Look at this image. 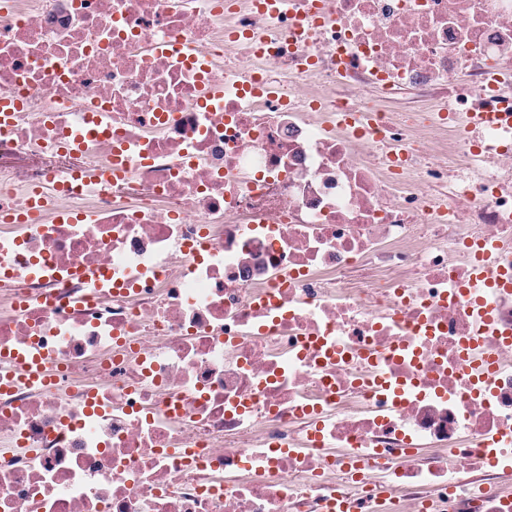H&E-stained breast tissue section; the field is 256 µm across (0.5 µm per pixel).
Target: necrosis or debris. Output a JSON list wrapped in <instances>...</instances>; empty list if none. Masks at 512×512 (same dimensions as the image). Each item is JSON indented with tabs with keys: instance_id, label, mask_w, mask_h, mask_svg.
Instances as JSON below:
<instances>
[{
	"instance_id": "4bbe7bcc",
	"label": "necrosis or debris",
	"mask_w": 512,
	"mask_h": 512,
	"mask_svg": "<svg viewBox=\"0 0 512 512\" xmlns=\"http://www.w3.org/2000/svg\"><path fill=\"white\" fill-rule=\"evenodd\" d=\"M2 98L0 512H512V0H11Z\"/></svg>"
}]
</instances>
